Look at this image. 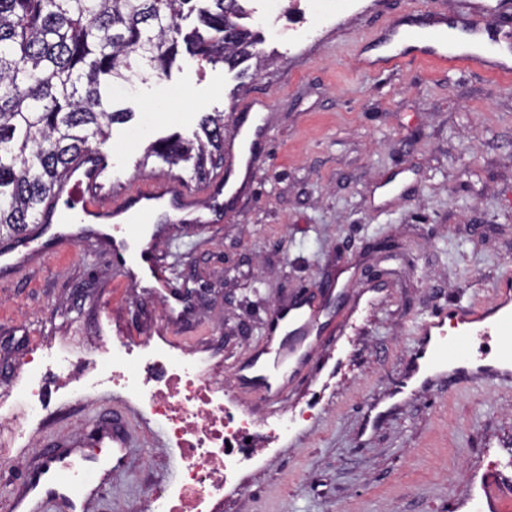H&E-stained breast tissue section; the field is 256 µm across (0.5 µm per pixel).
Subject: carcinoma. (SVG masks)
I'll return each mask as SVG.
<instances>
[{
  "label": "carcinoma",
  "instance_id": "obj_1",
  "mask_svg": "<svg viewBox=\"0 0 512 512\" xmlns=\"http://www.w3.org/2000/svg\"><path fill=\"white\" fill-rule=\"evenodd\" d=\"M197 0H0V235L36 223L60 177L109 127L112 87L133 74L166 72L180 43L203 60L231 67L256 55L239 23L244 0H209L202 27L179 20ZM196 143L163 141L152 152L176 164L194 159L205 177L224 157V118L201 116Z\"/></svg>",
  "mask_w": 512,
  "mask_h": 512
}]
</instances>
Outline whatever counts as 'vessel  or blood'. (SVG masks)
<instances>
[{
  "label": "vessel or blood",
  "mask_w": 512,
  "mask_h": 512,
  "mask_svg": "<svg viewBox=\"0 0 512 512\" xmlns=\"http://www.w3.org/2000/svg\"><path fill=\"white\" fill-rule=\"evenodd\" d=\"M412 17L409 27L399 31L403 48L372 60L373 68H392L411 61L407 43H420L421 54L427 56L434 54L436 45L447 42L440 21H427L419 9L413 10ZM265 107V102L253 100L237 114L235 133L225 150L224 176L218 183L199 195L180 181L165 179L157 199L166 201L181 221H220L224 210L235 205L254 177L255 152L269 131ZM102 172L101 152L87 150L60 178L23 252L0 251L1 278L18 276L53 252L59 243L66 242L96 248L109 258L123 280H138L142 270H149L154 292L173 297V285L163 275L155 249L142 238L143 225L157 223V209L136 199L113 206L102 191ZM320 313V302L310 293L267 313L264 335L274 370H292L300 364L311 336L319 329ZM450 315L460 325L459 332L452 335L445 328ZM417 332L416 357L395 388L394 397H404L415 387L423 388L436 380H512V311H504L489 321L475 307L459 305L453 313L440 310L422 318ZM96 433L111 439L112 462L122 466L125 437L121 428L102 425ZM98 475V470L83 458L44 459L37 479L24 494L14 498L10 512H85L88 500L100 487ZM482 489L485 512H512V490L504 487L496 468H487Z\"/></svg>",
  "instance_id": "b4317fda"
}]
</instances>
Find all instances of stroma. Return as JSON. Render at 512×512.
I'll return each instance as SVG.
<instances>
[{
  "label": "stroma",
  "mask_w": 512,
  "mask_h": 512,
  "mask_svg": "<svg viewBox=\"0 0 512 512\" xmlns=\"http://www.w3.org/2000/svg\"><path fill=\"white\" fill-rule=\"evenodd\" d=\"M413 1L252 0L243 24L260 58L231 68L183 52L167 73L115 88L114 109L130 115L109 129L102 182L117 201L162 178L205 189L192 162L145 155L173 134L194 139L199 113L223 114L229 136L245 102L264 99L270 137L221 223L164 226L160 259L188 303L178 323L163 325L156 297L84 246L0 280V406L23 413L17 379L36 348L89 352L102 334L165 336L230 378L262 353L272 306L335 279L313 353L280 402L232 390L258 416L288 406L305 419L224 490L217 512H459L479 469L512 451V382L438 385L381 416L373 408L408 370L422 317L456 303L489 314L493 296L512 293V78L478 63L363 68ZM417 1L455 23L478 14L494 35L512 27V0ZM113 416L129 430L130 461L90 512H136L179 476L162 426L132 395L56 394L29 443L0 423V512L44 444Z\"/></svg>",
  "instance_id": "1"
}]
</instances>
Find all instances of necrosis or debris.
<instances>
[{
	"mask_svg": "<svg viewBox=\"0 0 512 512\" xmlns=\"http://www.w3.org/2000/svg\"><path fill=\"white\" fill-rule=\"evenodd\" d=\"M103 363L79 373L80 360L68 352H46L43 370H31L22 381L26 415L41 418L51 394L47 376L65 393H89L112 385L133 393L140 406L166 428L168 444L181 461L179 478L151 498V512H213L214 495L237 481L253 463L251 442L287 433L290 420L280 415L261 431L254 415L224 400L223 385L208 375L202 358L145 339L134 346L101 345Z\"/></svg>",
	"mask_w": 512,
	"mask_h": 512,
	"instance_id": "1",
	"label": "necrosis or debris"
}]
</instances>
